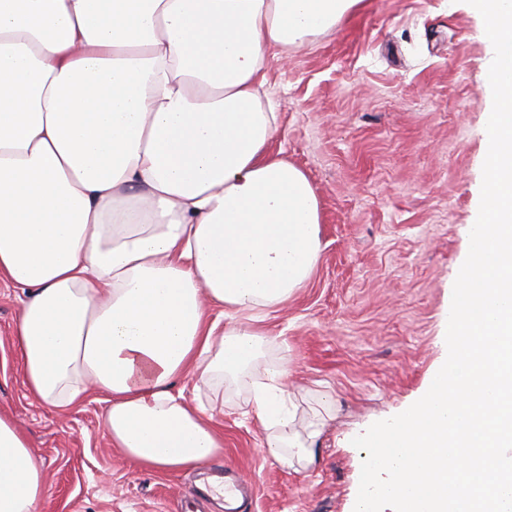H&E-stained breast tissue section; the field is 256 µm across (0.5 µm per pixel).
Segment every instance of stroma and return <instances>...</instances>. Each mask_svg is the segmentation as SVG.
<instances>
[{
	"mask_svg": "<svg viewBox=\"0 0 512 512\" xmlns=\"http://www.w3.org/2000/svg\"><path fill=\"white\" fill-rule=\"evenodd\" d=\"M485 50L466 0H363L332 34L268 58L270 149L308 175L322 223L318 264L268 315L263 355L286 362L299 420L332 400L314 466L263 454L247 394L230 384L223 467L161 475L120 458L95 397L56 414L25 388L11 341L18 292L0 285V413L45 464L39 512H224L201 482L228 467L254 488L240 512H350L363 459L353 434L413 400L442 356L480 203Z\"/></svg>",
	"mask_w": 512,
	"mask_h": 512,
	"instance_id": "1",
	"label": "stroma"
}]
</instances>
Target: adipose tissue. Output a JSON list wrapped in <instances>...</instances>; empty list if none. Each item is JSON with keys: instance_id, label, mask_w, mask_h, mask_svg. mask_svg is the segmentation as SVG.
Segmentation results:
<instances>
[{"instance_id": "ef3b65f1", "label": "adipose tissue", "mask_w": 512, "mask_h": 512, "mask_svg": "<svg viewBox=\"0 0 512 512\" xmlns=\"http://www.w3.org/2000/svg\"><path fill=\"white\" fill-rule=\"evenodd\" d=\"M362 0H0V283L20 292L24 384L89 393L112 448L158 473L224 463L219 402L246 389L266 454L310 466L286 365L260 328L320 256L308 176L268 149L267 53L311 45ZM45 470L0 415V512H38Z\"/></svg>"}]
</instances>
